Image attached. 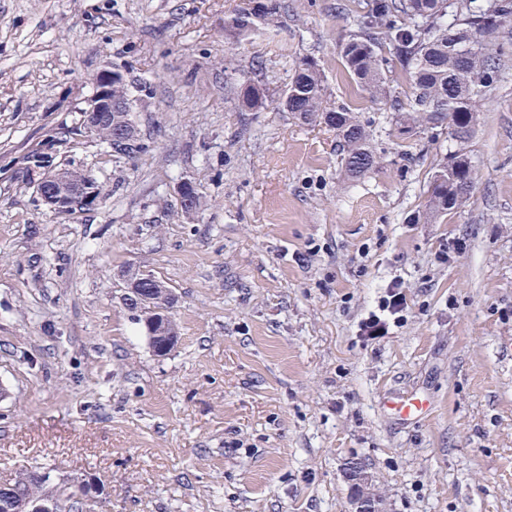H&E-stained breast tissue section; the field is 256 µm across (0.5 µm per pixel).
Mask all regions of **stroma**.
I'll return each mask as SVG.
<instances>
[{
	"instance_id": "stroma-1",
	"label": "stroma",
	"mask_w": 512,
	"mask_h": 512,
	"mask_svg": "<svg viewBox=\"0 0 512 512\" xmlns=\"http://www.w3.org/2000/svg\"><path fill=\"white\" fill-rule=\"evenodd\" d=\"M366 2L287 0L234 43L245 0H0V483L88 476L94 512H349L357 460L385 512H512V40L471 196L424 224L456 144L351 81L339 45ZM304 58L370 130L361 178L335 130L278 106ZM107 65L138 87L133 159L72 133ZM253 84L265 109L238 111ZM36 152L101 202L52 212ZM130 269L176 296L167 356L123 302ZM394 285L407 308L367 339ZM392 392L430 416L386 415Z\"/></svg>"
}]
</instances>
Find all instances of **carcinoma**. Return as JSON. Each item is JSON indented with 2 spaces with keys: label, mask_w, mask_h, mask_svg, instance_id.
Segmentation results:
<instances>
[{
  "label": "carcinoma",
  "mask_w": 512,
  "mask_h": 512,
  "mask_svg": "<svg viewBox=\"0 0 512 512\" xmlns=\"http://www.w3.org/2000/svg\"><path fill=\"white\" fill-rule=\"evenodd\" d=\"M286 10L285 0H260L259 7L241 9L224 22V31L238 41L269 26ZM512 26V0H367L356 30L340 44V57L349 77L376 99L390 100L395 112L430 129L448 126L458 149L439 164L430 186L429 210L435 215L465 202L474 186L473 168L465 146L474 133L475 104L497 82L506 28ZM389 47L409 76L412 95L402 100L392 93L383 47ZM266 90L245 89L237 108L260 112ZM325 87L318 64L303 59L280 97L286 112L306 124L334 130L342 147V168L349 178L363 176L376 161L371 134L348 107L324 105ZM133 122L129 112H114L94 136L108 144L112 124ZM47 489L18 479L0 487V512H15L19 502L33 500Z\"/></svg>",
  "instance_id": "obj_1"
}]
</instances>
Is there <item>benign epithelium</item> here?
<instances>
[{
  "label": "benign epithelium",
  "instance_id": "obj_1",
  "mask_svg": "<svg viewBox=\"0 0 512 512\" xmlns=\"http://www.w3.org/2000/svg\"><path fill=\"white\" fill-rule=\"evenodd\" d=\"M112 77V69L105 68L92 78L94 83H100L102 87L92 96L85 111V124L90 130L95 128L96 120L104 118L106 114L129 109L130 102L118 103L112 99ZM39 195L55 211L81 206L89 208L102 199L100 189L91 178L73 182L60 172L52 173L42 181ZM124 300L130 310L144 315V327L154 355H168L177 342V331L158 313H166L173 306L172 290L154 275L134 271L127 275ZM346 478L351 487V512H381L380 499L370 490V476L360 464L349 463ZM100 492L101 488L93 479L74 481L56 488L37 501L22 503L17 512H62L64 506L95 497Z\"/></svg>",
  "mask_w": 512,
  "mask_h": 512
}]
</instances>
